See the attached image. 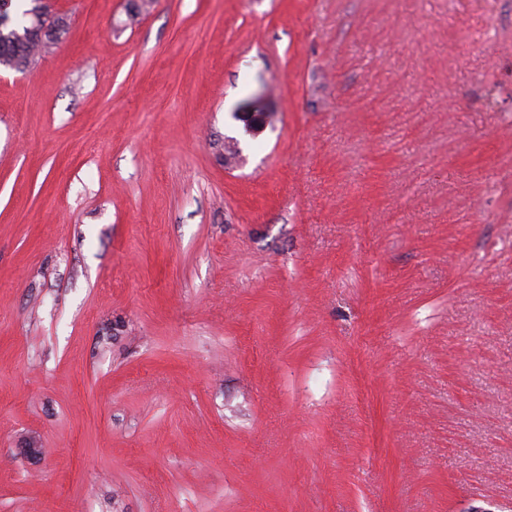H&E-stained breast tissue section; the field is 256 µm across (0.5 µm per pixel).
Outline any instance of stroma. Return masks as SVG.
<instances>
[{
    "mask_svg": "<svg viewBox=\"0 0 512 512\" xmlns=\"http://www.w3.org/2000/svg\"><path fill=\"white\" fill-rule=\"evenodd\" d=\"M127 7L0 66V512H512V0ZM235 115L239 121L244 123L246 131L255 136L263 132L271 112H267L262 97H256Z\"/></svg>",
    "mask_w": 512,
    "mask_h": 512,
    "instance_id": "1",
    "label": "stroma"
}]
</instances>
